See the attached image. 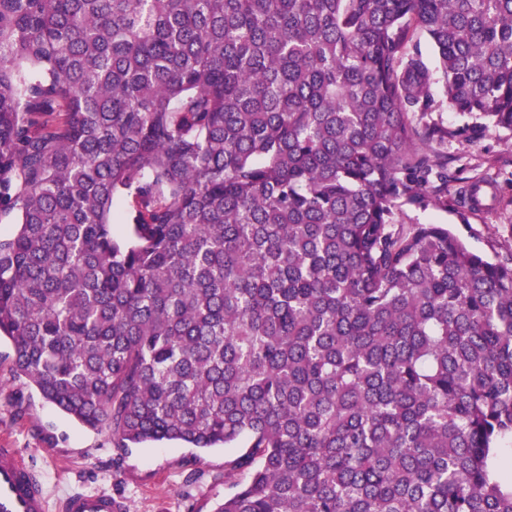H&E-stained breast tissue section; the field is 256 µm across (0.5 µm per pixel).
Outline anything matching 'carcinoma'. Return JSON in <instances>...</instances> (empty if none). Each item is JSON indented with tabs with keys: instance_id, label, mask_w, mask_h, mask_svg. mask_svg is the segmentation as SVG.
I'll return each mask as SVG.
<instances>
[{
	"instance_id": "carcinoma-1",
	"label": "carcinoma",
	"mask_w": 512,
	"mask_h": 512,
	"mask_svg": "<svg viewBox=\"0 0 512 512\" xmlns=\"http://www.w3.org/2000/svg\"><path fill=\"white\" fill-rule=\"evenodd\" d=\"M440 77L512 132V0H0L16 371L118 448L246 437L213 512H512V258L402 221Z\"/></svg>"
}]
</instances>
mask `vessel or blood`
I'll return each mask as SVG.
<instances>
[{
    "instance_id": "b4317fda",
    "label": "vessel or blood",
    "mask_w": 512,
    "mask_h": 512,
    "mask_svg": "<svg viewBox=\"0 0 512 512\" xmlns=\"http://www.w3.org/2000/svg\"><path fill=\"white\" fill-rule=\"evenodd\" d=\"M0 512H47L46 499L30 467L16 449L0 448ZM60 512H126L122 497L111 493H75Z\"/></svg>"
}]
</instances>
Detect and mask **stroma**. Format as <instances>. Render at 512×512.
<instances>
[{
    "label": "stroma",
    "instance_id": "stroma-1",
    "mask_svg": "<svg viewBox=\"0 0 512 512\" xmlns=\"http://www.w3.org/2000/svg\"><path fill=\"white\" fill-rule=\"evenodd\" d=\"M439 111L432 122L457 130L443 147L450 190L457 177L482 176L481 209L461 215L456 206L409 211L415 224H445L470 248L497 262L512 258V132L485 128L483 118L446 108L436 85ZM0 447L18 449L38 473L50 507L73 490L109 491L127 512H212L223 499L224 465L232 448L199 452L170 443L116 448L109 430H87L46 403L16 375L12 347L0 344Z\"/></svg>",
    "mask_w": 512,
    "mask_h": 512
}]
</instances>
